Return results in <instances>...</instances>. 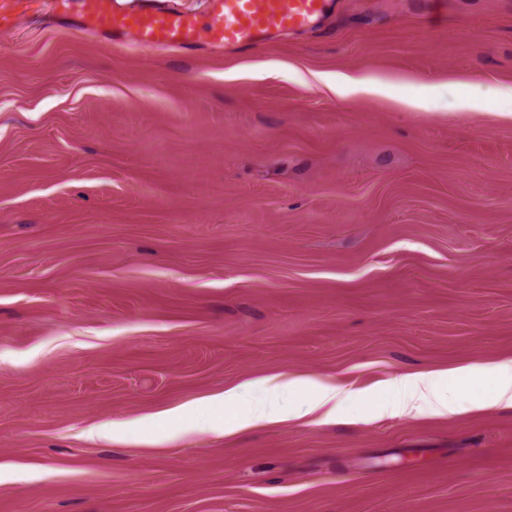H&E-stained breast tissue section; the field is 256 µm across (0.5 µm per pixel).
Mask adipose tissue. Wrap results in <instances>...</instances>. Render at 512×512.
I'll return each mask as SVG.
<instances>
[{
  "mask_svg": "<svg viewBox=\"0 0 512 512\" xmlns=\"http://www.w3.org/2000/svg\"><path fill=\"white\" fill-rule=\"evenodd\" d=\"M265 399L244 403L237 389L205 401L212 412H222L224 429L235 431L271 420L277 414V389L269 387ZM512 406V359L495 364L461 365L435 373H407L396 377L388 396L372 407L374 413L400 415L430 412L435 415Z\"/></svg>",
  "mask_w": 512,
  "mask_h": 512,
  "instance_id": "ef3b65f1",
  "label": "adipose tissue"
}]
</instances>
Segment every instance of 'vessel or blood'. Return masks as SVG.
Instances as JSON below:
<instances>
[{
    "mask_svg": "<svg viewBox=\"0 0 512 512\" xmlns=\"http://www.w3.org/2000/svg\"><path fill=\"white\" fill-rule=\"evenodd\" d=\"M332 0H211L202 18L167 8L163 0H143L135 8L112 7L103 0H0V28L37 8L57 15L71 9L83 29L103 41L134 36L146 52L189 49L200 44L237 50L261 38L306 29L322 20Z\"/></svg>",
    "mask_w": 512,
    "mask_h": 512,
    "instance_id": "obj_1",
    "label": "vessel or blood"
}]
</instances>
